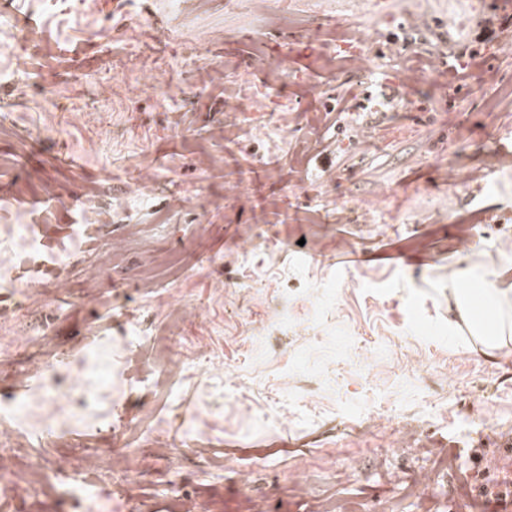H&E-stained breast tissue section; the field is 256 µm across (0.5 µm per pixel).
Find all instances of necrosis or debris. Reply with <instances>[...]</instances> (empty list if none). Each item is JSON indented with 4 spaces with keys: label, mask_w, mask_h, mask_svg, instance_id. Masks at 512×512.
I'll use <instances>...</instances> for the list:
<instances>
[{
    "label": "necrosis or debris",
    "mask_w": 512,
    "mask_h": 512,
    "mask_svg": "<svg viewBox=\"0 0 512 512\" xmlns=\"http://www.w3.org/2000/svg\"><path fill=\"white\" fill-rule=\"evenodd\" d=\"M16 252L0 259V287L13 289L21 298L41 295L54 304L56 294L40 291L29 276L32 262L50 254L54 264H65L70 247L34 239L27 228L14 231ZM112 342L98 339L92 357H64L36 364L37 380L22 400L0 397V417L9 416L14 428L0 429V512H109L112 495L107 486L127 478L124 449L101 448L88 452L81 472L69 473L60 459L45 452L20 454V438L36 435L47 426L68 431L100 421L99 408L112 401V374L108 358Z\"/></svg>",
    "instance_id": "4bbe7bcc"
}]
</instances>
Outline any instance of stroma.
I'll use <instances>...</instances> for the list:
<instances>
[{
	"label": "stroma",
	"instance_id": "35a3bbf8",
	"mask_svg": "<svg viewBox=\"0 0 512 512\" xmlns=\"http://www.w3.org/2000/svg\"><path fill=\"white\" fill-rule=\"evenodd\" d=\"M250 2L0 0V253L16 225L61 238L111 215L67 265L34 269L64 282L54 307L0 288V323L22 312L34 338L0 393L22 394L30 358L108 337L121 428L50 429L29 448L75 472L84 449H129L151 512H461L466 491L426 449H451L476 486L512 471V345L448 325L452 271L512 262V0H367L358 17L348 0H269L276 26ZM353 31L370 47L361 70L344 62ZM259 55L273 68L253 72ZM140 56L162 87L143 82ZM248 73L263 100L227 126L226 90ZM329 107L336 127L315 128ZM318 136L328 157L306 160ZM466 170L487 177L452 189ZM177 193L187 207L171 206ZM133 225L143 237L113 253ZM118 305L144 317L142 335ZM201 341L223 374L172 364ZM413 355L420 375H446L447 398L419 392ZM318 370L335 394L280 386ZM204 395L222 414L200 427Z\"/></svg>",
	"mask_w": 512,
	"mask_h": 512
}]
</instances>
